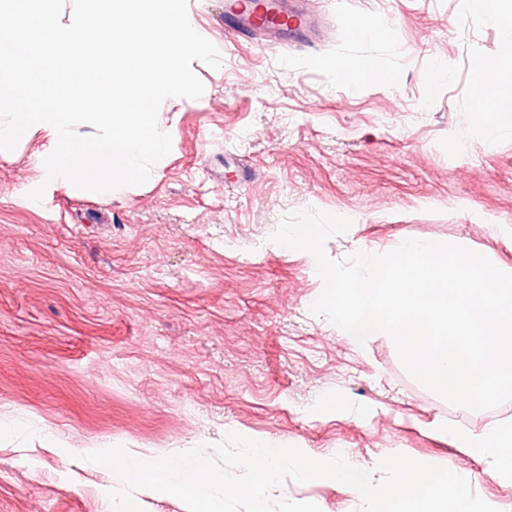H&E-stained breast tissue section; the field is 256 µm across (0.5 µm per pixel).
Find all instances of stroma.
Here are the masks:
<instances>
[{
    "mask_svg": "<svg viewBox=\"0 0 512 512\" xmlns=\"http://www.w3.org/2000/svg\"><path fill=\"white\" fill-rule=\"evenodd\" d=\"M188 13L221 64L193 62L202 96L162 103L172 148L146 183L70 194L44 183L45 134L0 151V424L25 426L0 435V512H112L111 477L86 448L164 454L229 432L369 469L416 456L512 501L436 431L512 419V401L450 405L389 343L354 348L311 311L314 260L270 240L286 216L320 210L352 221L326 245L335 260L431 238L512 273L495 231L512 225V129L489 136L474 110L501 19L472 0H325L310 58L236 44L224 0H188ZM356 18L381 37H353ZM345 60L392 79H340ZM443 61L447 78L431 81ZM275 495L321 512L355 503L328 479Z\"/></svg>",
    "mask_w": 512,
    "mask_h": 512,
    "instance_id": "obj_1",
    "label": "stroma"
}]
</instances>
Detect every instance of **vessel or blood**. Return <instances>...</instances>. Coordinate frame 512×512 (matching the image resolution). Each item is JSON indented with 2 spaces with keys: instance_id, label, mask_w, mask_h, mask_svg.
<instances>
[{
  "instance_id": "b4317fda",
  "label": "vessel or blood",
  "mask_w": 512,
  "mask_h": 512,
  "mask_svg": "<svg viewBox=\"0 0 512 512\" xmlns=\"http://www.w3.org/2000/svg\"><path fill=\"white\" fill-rule=\"evenodd\" d=\"M311 0H224V15L239 39L288 48L295 45L316 52L309 30L315 21Z\"/></svg>"
}]
</instances>
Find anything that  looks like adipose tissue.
Returning a JSON list of instances; mask_svg holds the SVG:
<instances>
[{
	"instance_id": "ef3b65f1",
	"label": "adipose tissue",
	"mask_w": 512,
	"mask_h": 512,
	"mask_svg": "<svg viewBox=\"0 0 512 512\" xmlns=\"http://www.w3.org/2000/svg\"><path fill=\"white\" fill-rule=\"evenodd\" d=\"M500 61L482 64L477 70L475 110L483 114L495 112L512 116V95L503 90L501 60L512 59V39L503 43ZM441 433L451 436L464 455L482 463L497 482L512 485V426L493 424L480 432L443 425Z\"/></svg>"
}]
</instances>
